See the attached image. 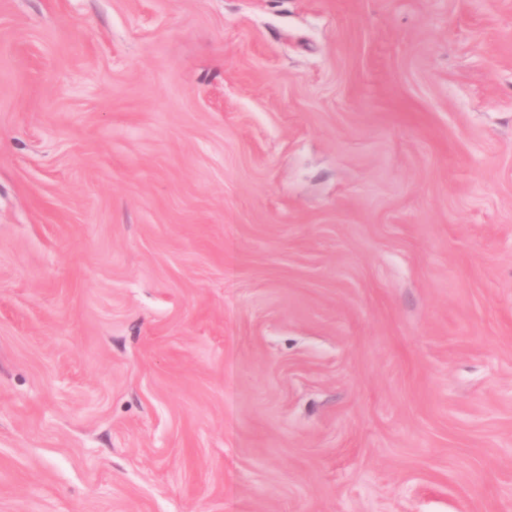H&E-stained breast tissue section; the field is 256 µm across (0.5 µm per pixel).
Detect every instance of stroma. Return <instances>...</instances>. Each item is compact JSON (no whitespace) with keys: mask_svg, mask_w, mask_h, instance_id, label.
Listing matches in <instances>:
<instances>
[{"mask_svg":"<svg viewBox=\"0 0 512 512\" xmlns=\"http://www.w3.org/2000/svg\"><path fill=\"white\" fill-rule=\"evenodd\" d=\"M0 512H512V0H0Z\"/></svg>","mask_w":512,"mask_h":512,"instance_id":"1","label":"stroma"}]
</instances>
